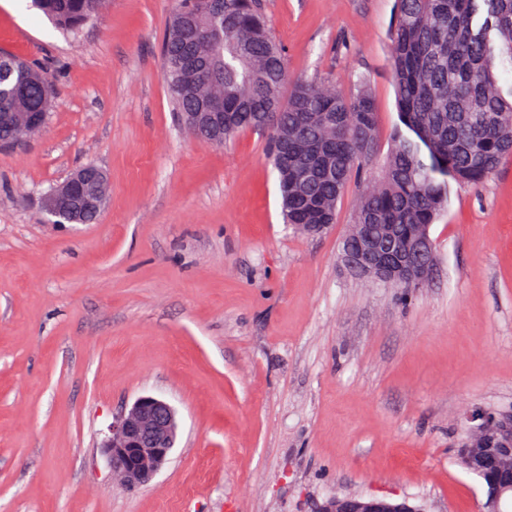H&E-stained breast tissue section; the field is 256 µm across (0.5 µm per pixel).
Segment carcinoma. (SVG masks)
<instances>
[{"mask_svg": "<svg viewBox=\"0 0 512 512\" xmlns=\"http://www.w3.org/2000/svg\"><path fill=\"white\" fill-rule=\"evenodd\" d=\"M180 0L162 45L165 80L176 111L197 112L210 93L224 94V111L243 112L224 128V140L252 129L257 112L272 136L269 158L277 174L286 223L333 224L349 185L363 179L353 223L429 226L444 213L450 183L484 182L512 154V100L498 84V65H512V0H397L391 30V68L399 123L373 175L377 112L364 80L345 95L330 84L298 81L288 95L283 49L270 34L261 0ZM62 30L96 17L105 0H33ZM197 13L216 32L199 47L179 27ZM210 77L184 66L196 54ZM53 84L11 55L0 57V143L13 142L12 112H46ZM336 119H329V114ZM298 149L279 162L281 141Z\"/></svg>", "mask_w": 512, "mask_h": 512, "instance_id": "1", "label": "carcinoma"}]
</instances>
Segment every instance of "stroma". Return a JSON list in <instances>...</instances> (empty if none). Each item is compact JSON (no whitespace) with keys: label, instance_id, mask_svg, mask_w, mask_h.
<instances>
[{"label":"stroma","instance_id":"obj_1","mask_svg":"<svg viewBox=\"0 0 512 512\" xmlns=\"http://www.w3.org/2000/svg\"><path fill=\"white\" fill-rule=\"evenodd\" d=\"M290 79L366 78L379 150L398 120L396 0H264ZM176 0H108L66 32L0 0V53L55 84L45 128L0 146V512H316L336 494L484 512L457 461L476 409L512 412V160L452 186L432 279L393 288L340 260L335 226L283 221L267 135L194 139L161 47ZM93 224L44 197L86 165ZM153 394L177 410L169 462L127 489L102 444ZM89 180H95L99 184V188L95 191L90 197L73 195L71 197H64L61 193L69 188L73 184H83L89 182ZM108 183V179L106 174L96 166L89 165L81 170H79L75 175L69 178L62 186L55 189L51 193H49L44 199V207L47 212H49L54 217H58L60 219H66L67 222L79 224L80 222L78 217L66 216L62 214V210L68 206V202L72 201L74 198H80L84 204V206L88 208H92L97 211L98 214L101 213V208L104 204V201L107 197V193L105 190V186Z\"/></svg>","mask_w":512,"mask_h":512}]
</instances>
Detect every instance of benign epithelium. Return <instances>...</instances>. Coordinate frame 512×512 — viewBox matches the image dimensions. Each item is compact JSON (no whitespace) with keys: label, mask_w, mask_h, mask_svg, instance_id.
Returning <instances> with one entry per match:
<instances>
[{"label":"benign epithelium","mask_w":512,"mask_h":512,"mask_svg":"<svg viewBox=\"0 0 512 512\" xmlns=\"http://www.w3.org/2000/svg\"><path fill=\"white\" fill-rule=\"evenodd\" d=\"M190 112L183 122L191 135L201 129H222L239 119L236 112ZM48 113L35 112L17 123V140L42 129ZM95 180L99 188L89 197H81L84 206L101 211L107 197L106 174L96 166L79 170L62 186L49 193L44 207L51 215L71 223L79 218L66 216L62 210L72 201L62 192L73 184ZM391 232L379 233L374 224H351L341 252L343 265L355 276L371 281L411 288L421 287L431 278L435 267V246L429 230L406 233L399 245L389 250ZM474 425L462 442L459 459L464 467L487 481L488 512H503L502 503L512 496V413L479 411L471 415ZM179 431L176 409L164 398L143 395L125 409L112 424V436L104 444V453L112 472L128 488L148 484L168 462ZM319 512H421L408 500L397 502L386 498L355 494L328 498Z\"/></svg>","instance_id":"7a95c632"}]
</instances>
